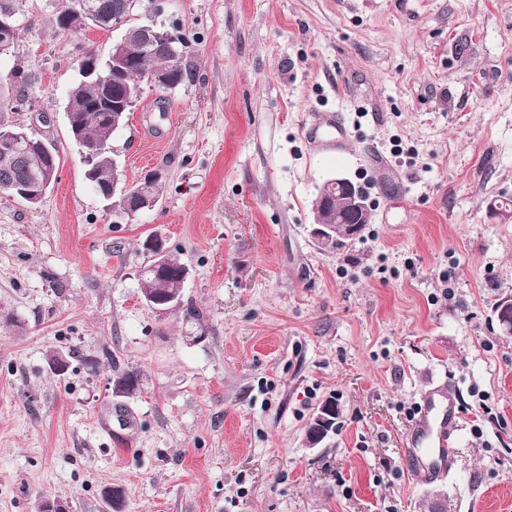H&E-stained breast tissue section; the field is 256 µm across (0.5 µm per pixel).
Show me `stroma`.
Returning a JSON list of instances; mask_svg holds the SVG:
<instances>
[{
    "label": "stroma",
    "mask_w": 512,
    "mask_h": 512,
    "mask_svg": "<svg viewBox=\"0 0 512 512\" xmlns=\"http://www.w3.org/2000/svg\"><path fill=\"white\" fill-rule=\"evenodd\" d=\"M67 3L21 0L0 58V85L31 77L6 120L61 152L41 205L0 193V512H106L111 486L122 512H512V338L493 316L512 296V0H163L194 77L145 88L113 137L127 185L164 173L131 219L86 180L63 114L80 50L116 35L55 33ZM336 112L343 149L310 146L306 124ZM336 176L372 222L325 249L313 200ZM154 234L189 270L202 342L143 299ZM117 368L139 392L113 398ZM440 386L453 464L414 481L403 448ZM328 399L336 429L308 447Z\"/></svg>",
    "instance_id": "obj_1"
}]
</instances>
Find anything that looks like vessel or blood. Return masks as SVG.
<instances>
[{
	"instance_id": "vessel-or-blood-1",
	"label": "vessel or blood",
	"mask_w": 512,
	"mask_h": 512,
	"mask_svg": "<svg viewBox=\"0 0 512 512\" xmlns=\"http://www.w3.org/2000/svg\"><path fill=\"white\" fill-rule=\"evenodd\" d=\"M328 135L316 136L321 149L340 151L346 139L341 114L330 116ZM455 394L452 389L439 387L422 396L420 415L411 434L415 450L409 451L407 473L417 480H429L449 469L452 457L446 443L454 432L457 421L454 412Z\"/></svg>"
}]
</instances>
